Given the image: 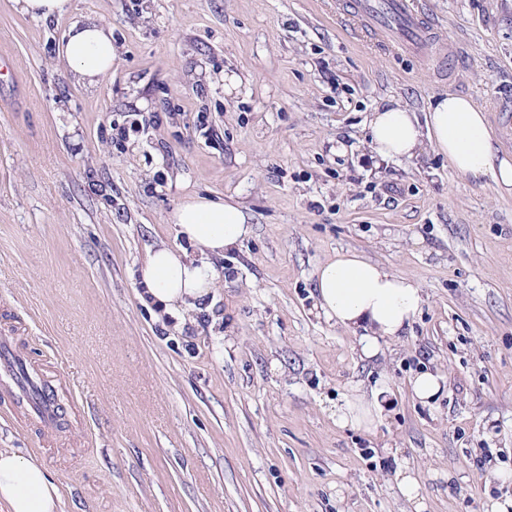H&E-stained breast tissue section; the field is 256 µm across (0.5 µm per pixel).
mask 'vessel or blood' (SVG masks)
<instances>
[{
    "label": "vessel or blood",
    "instance_id": "vessel-or-blood-1",
    "mask_svg": "<svg viewBox=\"0 0 512 512\" xmlns=\"http://www.w3.org/2000/svg\"><path fill=\"white\" fill-rule=\"evenodd\" d=\"M353 18L362 32L376 36L389 51L420 54L428 58L441 55L443 48L433 37L434 23L416 8L414 0H352ZM19 389L37 387L40 397L32 409L46 432H53L59 414L54 403V389L45 382L35 381L28 371H21L15 381Z\"/></svg>",
    "mask_w": 512,
    "mask_h": 512
}]
</instances>
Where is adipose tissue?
Returning a JSON list of instances; mask_svg holds the SVG:
<instances>
[{"instance_id": "1", "label": "adipose tissue", "mask_w": 512, "mask_h": 512, "mask_svg": "<svg viewBox=\"0 0 512 512\" xmlns=\"http://www.w3.org/2000/svg\"><path fill=\"white\" fill-rule=\"evenodd\" d=\"M79 78L96 82L118 60L111 31L93 19L72 23L60 50ZM368 139L380 160L414 157L423 141L448 156L449 165L475 180L490 179L512 192V159L500 152L483 110L470 98L448 93L433 104L426 125L399 106L376 109L368 122ZM178 235L194 243L203 261L190 260L170 247L151 250L143 264L142 300L167 314L183 306L206 304L214 284L213 259L223 257L252 236L253 226L237 204L194 196L171 213ZM316 308L346 330L360 331L361 358L373 359L397 340L417 316L422 290L413 279L344 250L314 271ZM384 389L371 396L353 393L336 411L343 428L370 429L381 417ZM62 489L35 456L0 448V512H59Z\"/></svg>"}]
</instances>
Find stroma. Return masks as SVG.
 Returning <instances> with one entry per match:
<instances>
[{"label": "stroma", "instance_id": "stroma-1", "mask_svg": "<svg viewBox=\"0 0 512 512\" xmlns=\"http://www.w3.org/2000/svg\"><path fill=\"white\" fill-rule=\"evenodd\" d=\"M345 0H70L49 19L0 0V337L54 385L44 435L0 377V448L41 459L61 512H490L512 499V194L425 145L374 159L371 112L425 118L470 97L512 155V0H415L446 63L347 32ZM112 31L96 84L59 59L73 21ZM139 119L123 145L112 128ZM254 234L215 263L212 303L168 316L140 269L192 195ZM354 250L424 303L360 359L316 309L313 271ZM429 370V405L410 389ZM385 383L371 430L336 406ZM411 471L418 497L397 481Z\"/></svg>", "mask_w": 512, "mask_h": 512}]
</instances>
